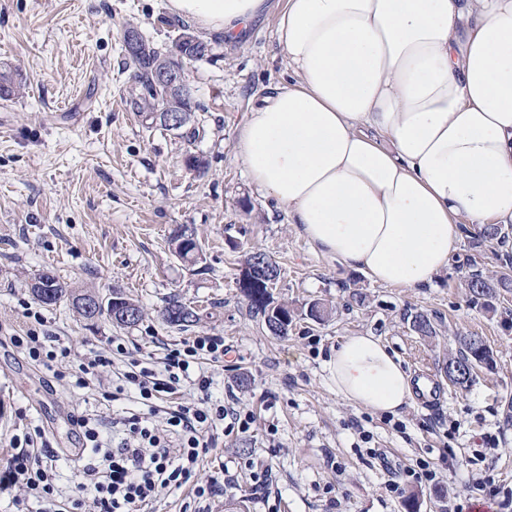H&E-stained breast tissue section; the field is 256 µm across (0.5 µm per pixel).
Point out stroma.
<instances>
[{
    "label": "stroma",
    "mask_w": 512,
    "mask_h": 512,
    "mask_svg": "<svg viewBox=\"0 0 512 512\" xmlns=\"http://www.w3.org/2000/svg\"><path fill=\"white\" fill-rule=\"evenodd\" d=\"M275 14L238 39L201 32L210 58L189 63L200 108L199 138L147 126L125 104L132 85L121 40L135 25L159 47L175 36L167 0H0V64L22 79L23 94L0 98V464L10 439L41 428L59 451L55 487L69 497L79 480L67 453L77 432L74 413L111 423L102 387H116L112 367L97 386L70 394L10 342L35 321L71 345L61 368L77 371L112 338L136 346L137 359L160 357L154 339L198 335L224 339L223 362L209 364L215 396H231L252 414L244 433L226 435L217 454L236 486L211 498L209 512H449L469 505L478 479L512 489V294L489 317L468 302L471 267L500 270L512 241L474 247L463 234L447 268L426 288L385 286L317 252L291 226L287 212L256 188L236 158V130L255 95L288 79L274 39ZM208 163L185 169L186 153ZM248 198L250 210L238 205ZM192 227L206 259L190 266L169 243L177 226ZM238 249H230L228 240ZM261 251L281 274L276 302L300 309L319 300L336 312L319 324L298 317L287 338L272 336L250 316L237 280L248 253ZM48 272L79 290L134 298L143 320L119 328L107 317L83 320L68 302L47 307L29 287ZM194 307L200 322L183 331L165 322L166 299ZM424 312L439 322L432 338L403 320ZM379 336L412 377L431 372L441 402L426 411L413 402L375 414L337 394L327 361L345 337ZM482 336L495 365L476 370L466 388L442 370L456 334ZM495 449H488V439ZM428 464L434 480L407 470ZM268 490L252 493L260 475ZM415 509H408L407 498Z\"/></svg>",
    "instance_id": "stroma-1"
}]
</instances>
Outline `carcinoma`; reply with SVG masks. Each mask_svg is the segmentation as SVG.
<instances>
[{"mask_svg":"<svg viewBox=\"0 0 512 512\" xmlns=\"http://www.w3.org/2000/svg\"><path fill=\"white\" fill-rule=\"evenodd\" d=\"M172 48L174 51L167 53L147 42L143 44L140 53L127 58L136 84L130 95V108L145 115L153 124L163 122L162 110L165 108H188L192 111L199 108L192 96L186 99L170 98L164 90L156 88L154 70L157 61L162 58L170 67L181 71L185 62L204 58L209 52L208 44L201 39L194 44L177 40L172 43ZM15 94H21V84L16 82L12 71L0 69V97ZM277 278V265L266 254L253 252L245 260L238 288L248 302L250 315L262 321L272 335L284 337L288 335V329L295 319V310L286 304H274L272 288ZM34 281L37 285L31 287V293L36 300L46 306H55L66 299L82 319H88L87 311L79 304L87 292L64 285L49 273L39 274ZM465 286L469 300L493 317L498 313L501 297L512 294V265H506L503 270L488 275L480 269L471 270L465 276ZM165 311L177 313L176 318H169L167 322L183 329L201 320L196 310L175 299L167 303ZM333 313V306L320 301L312 303L307 310V316L318 322L328 320ZM405 321L420 336L431 338L437 335L434 320L422 312L407 315ZM457 344L456 353L449 355L443 364L444 371H449L456 364H468L473 370L484 366L493 367L494 352L483 337L461 335L457 337Z\"/></svg>","mask_w":512,"mask_h":512,"instance_id":"1","label":"carcinoma"}]
</instances>
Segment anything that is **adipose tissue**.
<instances>
[{
	"mask_svg": "<svg viewBox=\"0 0 512 512\" xmlns=\"http://www.w3.org/2000/svg\"><path fill=\"white\" fill-rule=\"evenodd\" d=\"M271 9L290 77L254 101L236 153L314 249L423 287L463 226L512 224V0H168L231 39ZM328 369L356 406L415 399L372 333L346 337Z\"/></svg>",
	"mask_w": 512,
	"mask_h": 512,
	"instance_id": "1",
	"label": "adipose tissue"
}]
</instances>
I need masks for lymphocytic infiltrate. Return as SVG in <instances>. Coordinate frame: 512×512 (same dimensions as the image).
I'll list each match as a JSON object with an SVG mask.
<instances>
[{
  "mask_svg": "<svg viewBox=\"0 0 512 512\" xmlns=\"http://www.w3.org/2000/svg\"><path fill=\"white\" fill-rule=\"evenodd\" d=\"M15 347L52 372L57 381L83 389L99 367L108 365L109 356L90 354L75 375L58 367L68 357L70 347L64 338L44 329L28 330L11 339ZM160 370H153L131 358L124 344H116L114 353L127 357L129 368L115 391L104 393L105 401L119 400L133 392L135 405L116 420L120 441H112L101 422L84 414L74 415L73 427L82 433L93 457L81 469L83 480L74 496L61 501L56 497L53 469L58 459L49 439L34 440L31 434L13 436V454L6 471L43 503L42 512H82L92 503L95 512H153L159 492L175 493L190 481L207 459L212 458L222 434L248 431L250 418L231 404H184L174 396L192 385L208 392L212 381L202 368L203 361L224 358V339L197 336L180 344H165ZM191 485V484H190ZM92 498H85V491Z\"/></svg>",
  "mask_w": 512,
  "mask_h": 512,
  "instance_id": "f902f5d3",
  "label": "lymphocytic infiltrate"
}]
</instances>
